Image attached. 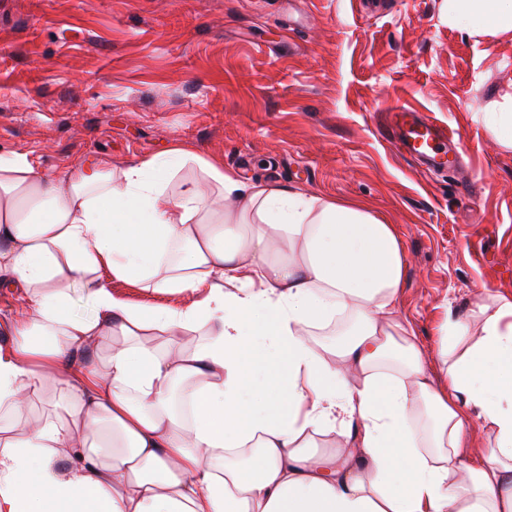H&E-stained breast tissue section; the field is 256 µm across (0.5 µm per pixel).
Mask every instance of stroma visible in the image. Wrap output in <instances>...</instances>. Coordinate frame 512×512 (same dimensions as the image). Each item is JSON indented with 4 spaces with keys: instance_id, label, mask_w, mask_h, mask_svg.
Segmentation results:
<instances>
[{
    "instance_id": "35a3bbf8",
    "label": "stroma",
    "mask_w": 512,
    "mask_h": 512,
    "mask_svg": "<svg viewBox=\"0 0 512 512\" xmlns=\"http://www.w3.org/2000/svg\"><path fill=\"white\" fill-rule=\"evenodd\" d=\"M452 129L470 179L400 156L382 115ZM512 31L448 0H0V153L51 175L179 143L307 194L369 205L406 252L398 310L440 369L447 304L512 297Z\"/></svg>"
}]
</instances>
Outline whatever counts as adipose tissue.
Here are the masks:
<instances>
[{
  "mask_svg": "<svg viewBox=\"0 0 512 512\" xmlns=\"http://www.w3.org/2000/svg\"><path fill=\"white\" fill-rule=\"evenodd\" d=\"M448 2L471 32L512 30V0ZM405 266L369 207L179 145L58 176L1 154L0 288L24 307L0 318V512H512V299L447 307L436 373L397 312ZM113 279L193 300L136 306Z\"/></svg>",
  "mask_w": 512,
  "mask_h": 512,
  "instance_id": "obj_1",
  "label": "adipose tissue"
}]
</instances>
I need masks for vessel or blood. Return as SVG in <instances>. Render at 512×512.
Returning <instances> with one entry per match:
<instances>
[{
  "mask_svg": "<svg viewBox=\"0 0 512 512\" xmlns=\"http://www.w3.org/2000/svg\"><path fill=\"white\" fill-rule=\"evenodd\" d=\"M385 129L397 152L435 170H457L455 134L447 126L410 108L396 106L386 115Z\"/></svg>",
  "mask_w": 512,
  "mask_h": 512,
  "instance_id": "obj_1",
  "label": "vessel or blood"
}]
</instances>
